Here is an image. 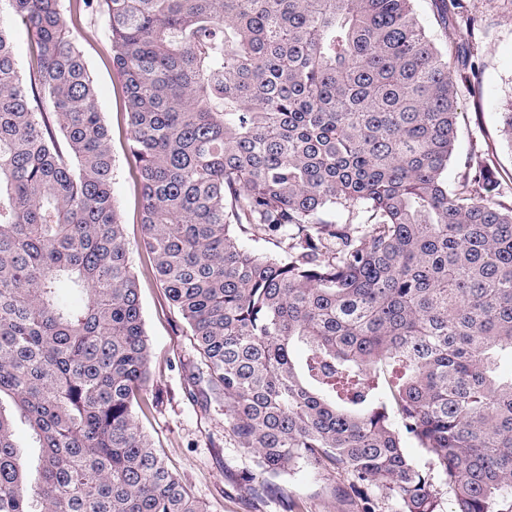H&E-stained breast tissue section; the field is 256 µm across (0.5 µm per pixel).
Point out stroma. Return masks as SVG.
<instances>
[{"instance_id": "35a3bbf8", "label": "stroma", "mask_w": 512, "mask_h": 512, "mask_svg": "<svg viewBox=\"0 0 512 512\" xmlns=\"http://www.w3.org/2000/svg\"><path fill=\"white\" fill-rule=\"evenodd\" d=\"M482 21L477 34V77L459 87L456 154L448 166L456 182L471 150L482 151L500 171L503 204H512V149L502 136L499 114L512 99V0H464ZM71 29L94 79L108 129L113 160L112 194L138 277L145 329L151 346L149 407L139 418L167 465L190 489L203 512H361L342 470L298 465L274 476L259 468L253 454L239 448L224 421V408L202 405L188 393V377L200 357L176 309L151 272L142 235V200L130 153V128L122 80L112 67V42L104 21L88 11L72 14ZM251 474L244 485L243 474ZM296 510H289V502Z\"/></svg>"}]
</instances>
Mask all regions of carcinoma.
I'll use <instances>...</instances> for the list:
<instances>
[{
  "label": "carcinoma",
  "mask_w": 512,
  "mask_h": 512,
  "mask_svg": "<svg viewBox=\"0 0 512 512\" xmlns=\"http://www.w3.org/2000/svg\"><path fill=\"white\" fill-rule=\"evenodd\" d=\"M79 2L123 80L138 247L239 447L395 512H436L437 475L452 512L512 504V207L476 150L446 176L480 19L450 51L415 0ZM440 2L446 27L463 0ZM243 234L288 235V259ZM131 251L62 0H0V512H201L137 419ZM12 50L19 71H27L32 56V43L24 30L14 29Z\"/></svg>",
  "instance_id": "1"
}]
</instances>
